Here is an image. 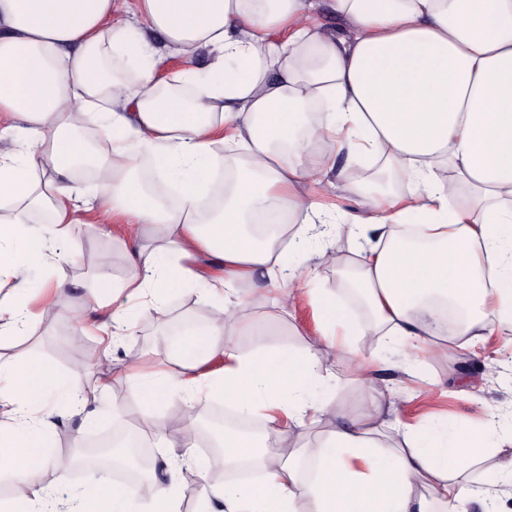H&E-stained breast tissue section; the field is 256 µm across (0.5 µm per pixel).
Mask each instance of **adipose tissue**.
I'll return each instance as SVG.
<instances>
[{
	"label": "adipose tissue",
	"instance_id": "obj_1",
	"mask_svg": "<svg viewBox=\"0 0 512 512\" xmlns=\"http://www.w3.org/2000/svg\"><path fill=\"white\" fill-rule=\"evenodd\" d=\"M316 0H0V278L13 281L0 301V341L35 321L56 318L53 305L31 306L27 273L54 276V259L71 251L69 227L82 195L77 172H96L91 204L128 216L138 235L122 282L99 274L98 291L114 301L106 329L129 334L126 298L161 307L177 290L201 286L218 306L208 323L174 343L172 368L128 379L150 405L174 389L195 400L200 367L226 365L208 389L238 412L264 420L261 435L223 436L225 457L261 460L257 481L203 488L220 512H462L466 502L492 512L495 498L463 476L466 463L493 454L488 437L448 425L413 429L384 423L372 397L365 411L317 401L322 358L353 362L360 344L387 336L407 353L436 349L443 331L464 346L483 345L492 320L512 324V0H335L343 35L313 24ZM165 47L157 49L154 40ZM211 54L205 71L192 61ZM184 66L168 71L169 54ZM107 133L100 154L88 121ZM241 148L218 155L217 144ZM383 164L411 186L407 200L366 196L364 215L348 218L361 254L356 271L372 319L350 318L335 298L316 295L324 333L304 349L260 347L223 352L236 309L264 303L254 273L283 272L280 249L326 256L342 214L302 193L334 170ZM153 160L176 192L165 202L142 173ZM233 172L221 208L204 212L218 169ZM47 218L49 226L31 227ZM253 224L289 225V237H254ZM224 263L222 283L200 285L183 260L187 245ZM461 315L447 328L442 310ZM0 481L10 494L0 512H180L174 486L151 479L117 486L89 478L60 495L42 482L53 457L54 412L62 391L72 412L86 408L89 369L63 377L51 362H0ZM336 425L313 476L298 466L293 437L325 414ZM145 438L170 448L175 470L194 465L193 432L146 414ZM282 453L263 454L268 443Z\"/></svg>",
	"mask_w": 512,
	"mask_h": 512
}]
</instances>
